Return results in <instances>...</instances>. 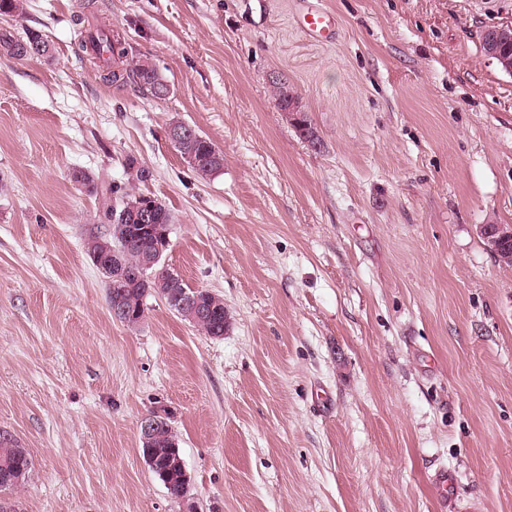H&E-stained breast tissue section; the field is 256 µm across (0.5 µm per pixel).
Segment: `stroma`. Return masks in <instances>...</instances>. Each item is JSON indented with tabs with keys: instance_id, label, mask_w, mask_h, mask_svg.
<instances>
[{
	"instance_id": "35a3bbf8",
	"label": "stroma",
	"mask_w": 512,
	"mask_h": 512,
	"mask_svg": "<svg viewBox=\"0 0 512 512\" xmlns=\"http://www.w3.org/2000/svg\"><path fill=\"white\" fill-rule=\"evenodd\" d=\"M25 0L0 29V431L34 467L21 512H512V267L478 227L512 224V76L480 48L512 0ZM117 32L172 90L113 86L79 46ZM286 78L320 139L272 95ZM178 118L224 154L195 177ZM175 222L165 266L221 295L200 335L159 297L113 319L84 249L108 232L72 170ZM168 413L190 476L172 498L139 423ZM454 483L440 499L432 479ZM304 31L310 35H326L333 28L338 29V21L333 16L318 6L308 8L302 20ZM1 33L3 34V37H1ZM1 33H0V46H4L6 48H8L9 42H12L13 40L27 41L32 36L34 38L36 37V38H39V39L49 42V40L47 39L46 36H44L38 32L30 31V30H28L25 33V37H15L14 34H12V32L9 30L2 31ZM47 42H40V43L33 42L30 45L25 44V43H20L19 45L13 46L11 48V50H12V52H14L16 54L33 53V54H37L38 56H40L44 59H50L53 56V51H52V47ZM12 52L10 51V53L17 59H26L29 57L31 58V56H33V55H30L27 57H19V56L14 55Z\"/></svg>"
}]
</instances>
